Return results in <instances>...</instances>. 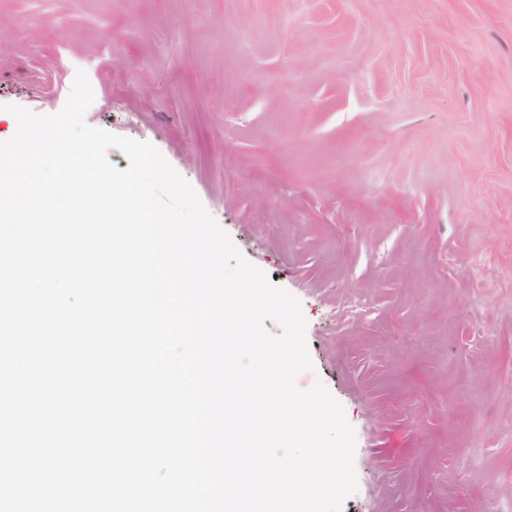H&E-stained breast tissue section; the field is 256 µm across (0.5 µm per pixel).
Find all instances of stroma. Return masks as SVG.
Listing matches in <instances>:
<instances>
[{
  "instance_id": "35a3bbf8",
  "label": "stroma",
  "mask_w": 512,
  "mask_h": 512,
  "mask_svg": "<svg viewBox=\"0 0 512 512\" xmlns=\"http://www.w3.org/2000/svg\"><path fill=\"white\" fill-rule=\"evenodd\" d=\"M80 70L300 301L341 512L512 500V0H0V105Z\"/></svg>"
}]
</instances>
